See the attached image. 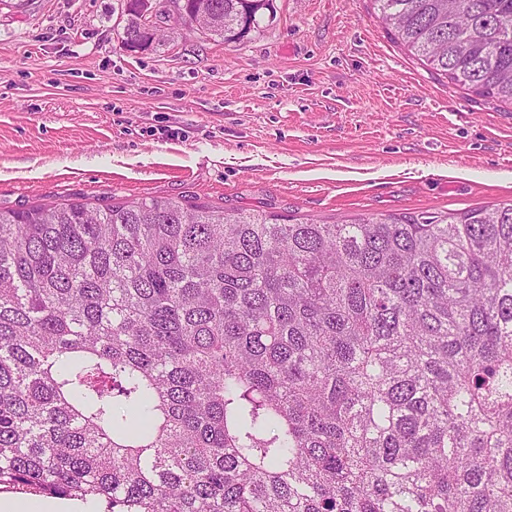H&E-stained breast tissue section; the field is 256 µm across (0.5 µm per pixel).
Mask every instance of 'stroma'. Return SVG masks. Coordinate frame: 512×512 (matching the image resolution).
<instances>
[{
	"label": "stroma",
	"instance_id": "stroma-1",
	"mask_svg": "<svg viewBox=\"0 0 512 512\" xmlns=\"http://www.w3.org/2000/svg\"><path fill=\"white\" fill-rule=\"evenodd\" d=\"M123 0H0V208L184 198L322 223L512 201V104L396 43L374 0H271L227 44Z\"/></svg>",
	"mask_w": 512,
	"mask_h": 512
}]
</instances>
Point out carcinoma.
Masks as SVG:
<instances>
[{
    "label": "carcinoma",
    "mask_w": 512,
    "mask_h": 512,
    "mask_svg": "<svg viewBox=\"0 0 512 512\" xmlns=\"http://www.w3.org/2000/svg\"><path fill=\"white\" fill-rule=\"evenodd\" d=\"M236 42L267 0H181ZM512 103V0H375ZM104 512H512V203L285 223L0 209V493Z\"/></svg>",
    "instance_id": "obj_1"
}]
</instances>
